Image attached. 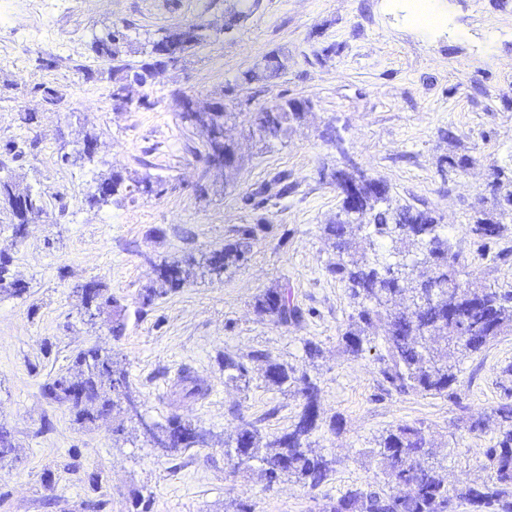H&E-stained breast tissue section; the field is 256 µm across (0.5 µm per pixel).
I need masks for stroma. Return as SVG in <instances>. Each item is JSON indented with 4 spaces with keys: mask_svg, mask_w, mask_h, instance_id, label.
Listing matches in <instances>:
<instances>
[{
    "mask_svg": "<svg viewBox=\"0 0 512 512\" xmlns=\"http://www.w3.org/2000/svg\"><path fill=\"white\" fill-rule=\"evenodd\" d=\"M447 3L444 26L422 36L411 0H249L237 20L233 0H47L40 10L34 0H0V176L42 191L47 212L19 240L0 205V254L26 287L0 299V425L15 445L0 462V512H86L91 499L99 512H224L232 499L253 512H328L348 488L383 482L368 452L404 423L423 426L449 482L486 478L497 424L471 432L467 421L512 389V333L464 363L456 399L386 392L376 352L354 358L339 344L354 307L327 270L323 234L341 207L330 174L350 161L386 185L393 204L430 211L480 281L512 287V259L478 258L464 231L493 210L491 165H512V0ZM188 23L204 24L203 42L133 87L130 102L115 101L114 61L95 51V38L121 25L130 45L119 61L134 71L148 59L147 41ZM251 72L256 80L245 81ZM44 87L62 92L56 106L44 102ZM180 92L223 99L234 112L225 136L241 160L227 183L209 173L205 136L175 105ZM287 99L310 108L281 139L261 141L248 113ZM87 132L93 158L66 162ZM451 156L470 163L451 172ZM113 172L150 173L162 192L90 203ZM262 185L273 193L257 206L251 195ZM246 227L254 235L240 267L139 303L158 263L240 242ZM91 279L129 307L120 338L107 317L83 313L74 288ZM276 287L302 310L300 321L278 326L256 312L258 296ZM309 342L320 357L307 355ZM90 347L125 364L146 419L191 422L211 447L170 458L133 422L120 434L113 418L76 423L46 386ZM257 352L320 388L311 442L336 465L317 488L269 489L258 471L231 472L224 442L241 423L278 434L302 410L293 388L265 381ZM228 355L246 363L248 387L226 382ZM186 371L203 395H186L178 383Z\"/></svg>",
    "mask_w": 512,
    "mask_h": 512,
    "instance_id": "stroma-1",
    "label": "stroma"
}]
</instances>
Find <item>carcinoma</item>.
<instances>
[{"label":"carcinoma","mask_w":512,"mask_h":512,"mask_svg":"<svg viewBox=\"0 0 512 512\" xmlns=\"http://www.w3.org/2000/svg\"><path fill=\"white\" fill-rule=\"evenodd\" d=\"M195 34L188 40L185 30L176 29L151 43V47L169 46L183 54L204 40L203 27L193 25ZM127 35L119 28L96 39L99 52L116 61L126 44ZM152 63L115 83V90L130 92L132 85H144ZM290 101L263 106L250 115L260 139L280 138L290 116L300 113L286 110ZM231 113L222 110L195 113V125L207 133L206 152L224 144V153L238 155L236 146L223 141V124ZM493 196L500 215L512 204V167L492 165ZM151 195L156 192L155 180L145 173L130 178L124 185L119 174L103 177L97 193L90 200L106 204L121 189ZM0 200L12 215L13 235L22 239L27 226L42 221L46 214L42 193L20 191L8 178H0ZM441 225L426 210L410 206H393L390 197L379 198L370 186L364 187L361 214L350 215L340 209L336 219L324 225V235L331 242L334 258L328 272L349 290L355 312L341 335L344 352L354 358L362 356L368 345L375 342L378 328H383L381 341L385 354L379 357V375L387 392L415 393L453 398L461 366L481 351L497 336L512 331V291L497 289L472 278L466 256L448 246L441 235ZM465 231L476 238L478 247H491L505 231V225L491 218H479L465 225ZM374 238L390 243L366 250L360 239ZM249 242L214 251L199 261L191 254L176 257L157 265V285L141 294L142 301L167 294L198 275L205 266L208 275L217 279L244 260ZM421 255L423 263L432 267L426 280L413 277V268L404 270L399 280L391 278L388 268L407 254ZM99 288L94 310L112 308V336H122L128 305L108 292L103 283ZM25 287L8 277L6 261L0 259V297H19ZM258 312L277 325L286 326L302 318L300 309L290 306L288 294L281 289H269L255 303ZM264 377L276 386L301 385L303 407L299 420L287 432L265 437L252 423H244L224 454L233 469L247 471L259 465L271 488L283 479L312 489L324 482L333 470L336 459L316 454L308 443L309 435L318 427L320 408L317 385L307 376L296 377V370L270 359L264 353ZM73 364L74 376L62 375L47 385L48 395L66 405L75 421L92 422L97 415L114 412L127 415L126 401L133 398L128 374L121 362L97 348L79 351ZM224 375L230 382L248 383L245 364L231 356L224 357ZM499 422V434L485 451L486 467L491 475L481 483L461 481L450 487L440 469L428 464L434 454L422 426L399 424L378 440V447L368 451L370 459L382 468L391 484L384 492L375 482L348 489L332 505L330 512H434L437 506L453 496L468 503L472 512H512V403H499L491 409ZM158 435L166 439L176 453L207 442H198L191 424L173 417L156 424Z\"/></svg>","instance_id":"cac0c4a2"}]
</instances>
